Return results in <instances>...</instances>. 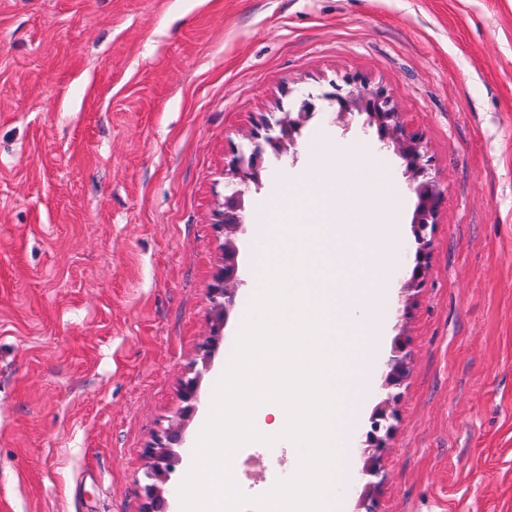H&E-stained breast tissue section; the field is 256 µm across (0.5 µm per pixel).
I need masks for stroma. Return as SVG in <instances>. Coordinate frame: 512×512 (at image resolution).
I'll use <instances>...</instances> for the list:
<instances>
[{
    "label": "stroma",
    "instance_id": "1",
    "mask_svg": "<svg viewBox=\"0 0 512 512\" xmlns=\"http://www.w3.org/2000/svg\"><path fill=\"white\" fill-rule=\"evenodd\" d=\"M383 88L444 190L425 284L399 160L329 112L272 160L210 366L226 169L260 118ZM364 146L398 255L377 358L411 355L380 512H512V0H0V512H144L175 422L170 512L236 344L257 225L316 152ZM199 379L189 420L181 384ZM373 372L337 512H363Z\"/></svg>",
    "mask_w": 512,
    "mask_h": 512
}]
</instances>
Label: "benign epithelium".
<instances>
[{
	"mask_svg": "<svg viewBox=\"0 0 512 512\" xmlns=\"http://www.w3.org/2000/svg\"><path fill=\"white\" fill-rule=\"evenodd\" d=\"M321 98L336 106L333 122L336 126L348 130L352 117H362L365 132L375 135L383 148H390L401 161L409 188L415 196V206L411 221L412 233L416 244L414 267L402 288L406 291L420 288L429 262V232L437 224L438 214L443 200V190L438 181L430 176L425 160L421 136L409 134L405 130L401 114L396 106L380 88L362 87L345 91L336 88L334 93H326ZM317 105L313 99H305L297 110L286 112L274 121H262L260 130L249 134L248 149H237L231 162V192L224 195V212L218 224L224 232V275L213 291L215 324L212 335L200 345L203 364H208L216 347V336L226 324L234 306L237 291L242 284L239 273V247L237 240L245 227V217L249 209L250 193L261 186L262 175L267 169V160L273 155L285 158L295 149L302 130L316 114ZM386 397L375 408L371 416L367 443L372 448L373 459H378L386 448V440L395 428L398 420L396 404L400 388L409 374V357L405 353L403 340L396 342L392 355L382 363ZM198 380L187 378L182 385V395L187 402L185 415L195 411ZM182 441V428L177 427L166 433V442L147 450L149 467L145 485L147 498L146 512H167V500L164 497V485L167 483L176 454L172 445ZM363 475L368 477L364 486L365 512H379L374 491L384 482L385 475L377 464L365 468Z\"/></svg>",
	"mask_w": 512,
	"mask_h": 512,
	"instance_id": "obj_1",
	"label": "benign epithelium"
}]
</instances>
